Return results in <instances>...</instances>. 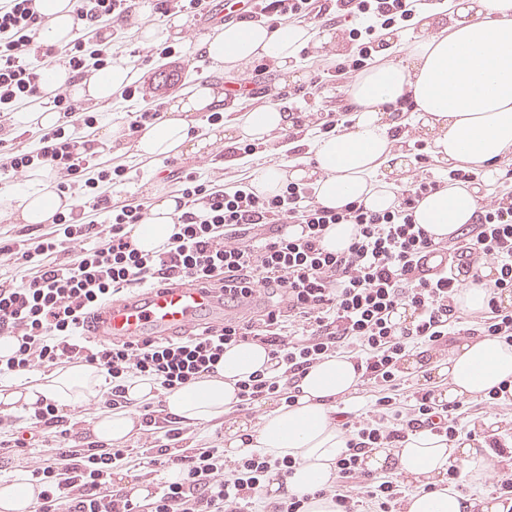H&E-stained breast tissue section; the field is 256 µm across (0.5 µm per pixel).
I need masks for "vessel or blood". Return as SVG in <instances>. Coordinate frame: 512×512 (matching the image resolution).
<instances>
[{
  "label": "vessel or blood",
  "instance_id": "obj_1",
  "mask_svg": "<svg viewBox=\"0 0 512 512\" xmlns=\"http://www.w3.org/2000/svg\"><path fill=\"white\" fill-rule=\"evenodd\" d=\"M222 310V305L205 289L196 286L144 288L125 300L109 304L89 338L97 342L113 337H183L192 333L202 318Z\"/></svg>",
  "mask_w": 512,
  "mask_h": 512
}]
</instances>
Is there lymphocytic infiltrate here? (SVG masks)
<instances>
[{"label":"lymphocytic infiltrate","mask_w":512,"mask_h":512,"mask_svg":"<svg viewBox=\"0 0 512 512\" xmlns=\"http://www.w3.org/2000/svg\"><path fill=\"white\" fill-rule=\"evenodd\" d=\"M427 0H255L248 19L277 25L288 19L311 26L346 22V40L356 44L354 57L337 58L333 67L315 71L308 95L323 82L350 81L374 59L377 34L411 21ZM136 0H75L82 27L65 50L77 77L112 62L106 39L87 50L90 32L128 22ZM44 16L33 0H0V129L15 110L36 100L45 64L56 51L38 45ZM53 103L64 122L42 130L35 149L12 147L0 152V175L18 174L38 165L59 175L58 190L80 187L83 222L55 214L52 229L26 239L0 240L18 278L0 284V337L16 338L14 356L0 361V375L26 374L62 363H84L111 379L97 400L100 409L129 407L123 381L148 376L169 393L189 386L210 372L226 347L257 342L268 349L272 366L238 381L237 406L252 409L277 399L292 405L298 377L325 357L347 350L362 377L377 387L362 415L334 413L347 449L336 461V479L320 491L337 512H397L401 483L367 472L366 449L394 448L409 431L427 427L455 437L460 405L437 404L431 392L414 391L409 404L396 396L399 364L408 349L446 346L451 337L469 336L455 298L466 281H480L485 265L495 270L487 281L492 296L481 319L482 333L512 343V306L498 303L512 294V195L481 197L466 233L440 245L415 224L419 201L439 189V181L412 177L393 210L374 212L351 202L339 209L322 206L311 186L290 182L280 194L257 195L250 184L226 191L196 172L177 169V193L183 209L174 222L172 249L150 255L135 248L134 226L146 223L149 208L133 199L112 202L110 190L123 183L118 165L90 175L91 156L81 138L94 129L95 113L84 111L70 96L56 94ZM285 224L301 228L300 236L282 233ZM351 224L356 232L342 252L327 251L329 225ZM444 250L454 263L447 273L430 276L420 268L424 253ZM195 285L222 300L224 318L179 340L157 337L112 339L94 344L84 337L88 319L129 288ZM263 301L260 315L243 310ZM408 308V326L393 323L398 307ZM141 426L163 429L160 441L141 452L91 443L72 445L74 425L54 404H36L27 426L0 421V447L16 455L32 447L50 455L30 471L40 492L35 512H260L262 484L270 470L289 476L298 466L292 457L255 453L224 465V451L196 443L193 432L164 428L153 403L135 407ZM133 464L136 483L157 469H179V481L162 487L151 500L132 488L113 489L114 469Z\"/></svg>","instance_id":"1"}]
</instances>
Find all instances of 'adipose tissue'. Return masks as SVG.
<instances>
[{
	"label": "adipose tissue",
	"instance_id": "obj_1",
	"mask_svg": "<svg viewBox=\"0 0 512 512\" xmlns=\"http://www.w3.org/2000/svg\"><path fill=\"white\" fill-rule=\"evenodd\" d=\"M34 8L48 20L40 34L42 42L65 50L79 29L71 0H35ZM415 23L418 33L404 44L401 57L372 66L353 79L349 103L354 116L349 129L309 142L313 163L308 167L288 161L253 167L249 176L256 194H275L290 181L308 182L314 185L318 202L328 207L357 201L374 211L394 209L399 200L387 176L403 172L406 164L401 145L390 132L406 123L429 138L439 158L468 163L486 181L496 178L503 159L512 155V0H456L447 20L420 13ZM332 42L333 33L326 29L301 24L272 27L243 20L223 25L186 52L202 54L222 69L268 60L285 75L297 69L303 51ZM141 76L134 56L114 57L110 67L83 79L75 78L65 65H50L42 83L41 105L17 113L14 127L22 131L59 125L60 114L52 105L58 91H68L77 100L108 103ZM406 93L411 94L414 107L403 120L396 103ZM216 111L226 114L224 125L215 127L212 136L199 137L197 114ZM292 124L293 115L285 105L238 112L223 93L205 82L173 97L166 118L142 128L133 149L141 159L159 162L180 153L209 152L219 139L231 142L243 137L267 144ZM4 204L20 224H46L55 213L68 214L75 207L71 197L60 193L40 169L30 170L25 188L6 197ZM177 205L176 198L156 195L149 220L132 232L138 249L166 248ZM477 207L473 191L446 184L419 202L414 220L441 241L472 223ZM269 365L263 345L231 346L212 373L166 394L165 410L185 427L228 418L224 455L229 459L255 452L274 459L298 458L299 466L287 479L269 474L265 494L275 500L286 488L309 492L313 495L309 512H332L331 500L317 494L333 480L336 461L346 449V438L331 414L337 401L353 400L361 373L350 355L328 357L301 377L294 405H269L255 425L233 419L236 381ZM435 376L441 404L488 392L512 380V344L490 336L465 342L447 360L436 363ZM106 388L105 376L96 368L70 364L28 383L0 382V411L8 413L39 401L71 409L89 403ZM480 458L469 442L449 440L422 428L409 433L401 447L365 450L363 465L369 470H389L417 484L405 512H512L508 503L465 496L449 487L448 469L455 464L461 465L467 480L479 481L475 464Z\"/></svg>",
	"mask_w": 512,
	"mask_h": 512
}]
</instances>
